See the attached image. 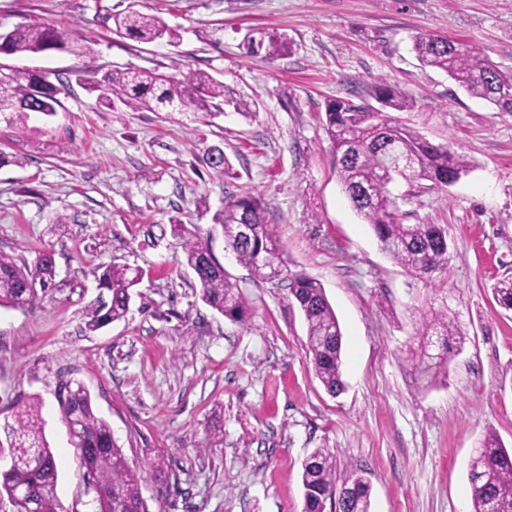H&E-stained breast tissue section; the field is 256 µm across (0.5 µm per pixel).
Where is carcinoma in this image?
Wrapping results in <instances>:
<instances>
[{"instance_id":"cac0c4a2","label":"carcinoma","mask_w":512,"mask_h":512,"mask_svg":"<svg viewBox=\"0 0 512 512\" xmlns=\"http://www.w3.org/2000/svg\"><path fill=\"white\" fill-rule=\"evenodd\" d=\"M105 21L112 22L113 33L143 43L163 39L172 43L179 38L163 20L137 10L111 13ZM247 42L255 55L264 47L269 55L286 48L279 36L263 31L257 37L248 35ZM414 50L424 65L447 73L471 96L501 112H512V71H503L481 48L424 33L415 38ZM54 51L79 56L92 49L67 30L44 24H20L0 34V56ZM63 86L58 74L11 66L0 76V111L18 121L31 112L51 115L56 112ZM89 89L98 93L105 105L117 99L135 111L168 112L182 104L187 112L212 113L227 104L244 117L254 114L248 100L231 96L223 82L205 72L179 77L154 69H113L92 78ZM371 95L383 111H405L413 106L405 93L384 83H374ZM370 110L366 103L346 99L327 104L324 130L332 144L337 175L352 207L372 227L381 249L407 271L432 282L434 274L448 267V237L437 224L403 223L389 184L399 177L422 189L443 190L449 179L470 171L471 161L427 142L415 130L381 114L369 118ZM215 223L224 228L226 248L254 277L269 279L270 264L285 274L288 294L307 324L308 354L315 374L330 394H339L344 388L342 333L324 288L309 276L290 270L275 225L251 193L230 196L216 214ZM244 224L251 230L247 238L239 234ZM173 231L184 238L185 259L198 278L202 300L228 317L243 319L246 301L235 292L236 285L214 259L208 242L182 224L174 225ZM53 275L49 255H43L31 270L1 253L0 307L33 303L37 287H45ZM98 281L110 294V301L95 310L88 322L91 331L125 316L139 276L128 267L114 266L105 269ZM492 293L500 307L512 310V278L498 280ZM423 335L426 342L419 355V374L431 386L448 373V340L453 338L462 345L466 336L455 319L443 311L426 322ZM435 339L442 343V352L431 360L427 350ZM67 386L69 410L78 420L75 445L82 467L92 477L98 512H149L137 469L116 445L108 424L94 413L89 393L77 382L69 381ZM16 423L10 447L17 461L11 470L0 473V500H8L12 512H64L57 496L56 463L43 437L38 406L23 405ZM468 479L473 489L471 512H512V450L505 448L496 434L490 432L480 441L469 463ZM302 485L303 512H326V503L340 498L345 499L342 512H371L368 480L358 470H338L335 460L321 451L305 462ZM18 486L25 495H13Z\"/></svg>"}]
</instances>
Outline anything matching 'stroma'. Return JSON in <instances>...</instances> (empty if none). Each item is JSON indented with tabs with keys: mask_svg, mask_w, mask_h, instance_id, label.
Listing matches in <instances>:
<instances>
[{
	"mask_svg": "<svg viewBox=\"0 0 512 512\" xmlns=\"http://www.w3.org/2000/svg\"><path fill=\"white\" fill-rule=\"evenodd\" d=\"M160 17L178 44L112 33L127 8ZM49 24L90 41L78 57H9L66 77L52 115L12 123L0 112V253L55 273L32 306L0 307V453L17 409L40 404L66 512H97L55 391L81 382L131 465L150 512H302L315 451L360 468L372 512H470L468 463L486 433L512 448V311L492 284L512 277V114L422 66L415 36L432 32L486 51L512 70V0H0V31ZM280 35L285 52L250 54L247 33ZM202 70L257 105L193 112L106 106L88 70ZM381 80L411 97L395 121L466 156L448 190L400 180L404 223L442 225L450 262L431 288L382 252L336 175L323 129L329 101L369 99ZM219 148L234 174L206 166ZM261 198L291 270L316 279L342 332L346 389L315 376L307 328L283 279L257 281L225 250L213 221L228 196ZM207 239L247 300L234 321L204 303L174 224ZM137 270L127 314L96 332L98 271ZM466 341L448 375L419 389L407 360L431 312ZM220 442H213V433Z\"/></svg>",
	"mask_w": 512,
	"mask_h": 512,
	"instance_id": "stroma-1",
	"label": "stroma"
}]
</instances>
